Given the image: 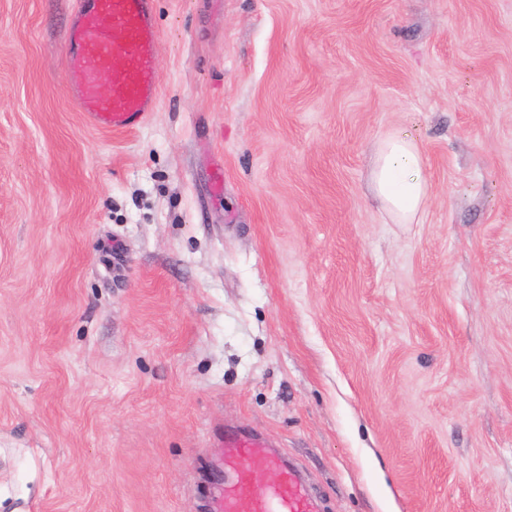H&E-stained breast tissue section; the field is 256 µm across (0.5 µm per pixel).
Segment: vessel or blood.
Listing matches in <instances>:
<instances>
[{"mask_svg": "<svg viewBox=\"0 0 512 512\" xmlns=\"http://www.w3.org/2000/svg\"><path fill=\"white\" fill-rule=\"evenodd\" d=\"M63 52L62 73L72 103L97 129L129 130L154 111L159 88V32L153 0H78ZM228 472L213 492L212 512H317L301 472L279 458L275 441L261 433L224 434ZM262 471V488L252 474Z\"/></svg>", "mask_w": 512, "mask_h": 512, "instance_id": "vessel-or-blood-1", "label": "vessel or blood"}]
</instances>
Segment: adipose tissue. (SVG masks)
<instances>
[{"mask_svg": "<svg viewBox=\"0 0 512 512\" xmlns=\"http://www.w3.org/2000/svg\"><path fill=\"white\" fill-rule=\"evenodd\" d=\"M417 142L390 136L374 149L371 183L375 196L396 224L417 223L429 198Z\"/></svg>", "mask_w": 512, "mask_h": 512, "instance_id": "adipose-tissue-1", "label": "adipose tissue"}]
</instances>
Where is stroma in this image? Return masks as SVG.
<instances>
[{
    "instance_id": "obj_1",
    "label": "stroma",
    "mask_w": 512,
    "mask_h": 512,
    "mask_svg": "<svg viewBox=\"0 0 512 512\" xmlns=\"http://www.w3.org/2000/svg\"><path fill=\"white\" fill-rule=\"evenodd\" d=\"M76 7L0 0V512H205L228 425L319 512H512V0H154L130 132ZM154 0H78L63 52L72 103L97 129L129 130L153 112L159 97V32ZM106 28L112 30V36ZM112 70V81L103 72ZM417 142L389 136L374 149L371 183L375 196L395 224H416L429 198Z\"/></svg>"
}]
</instances>
